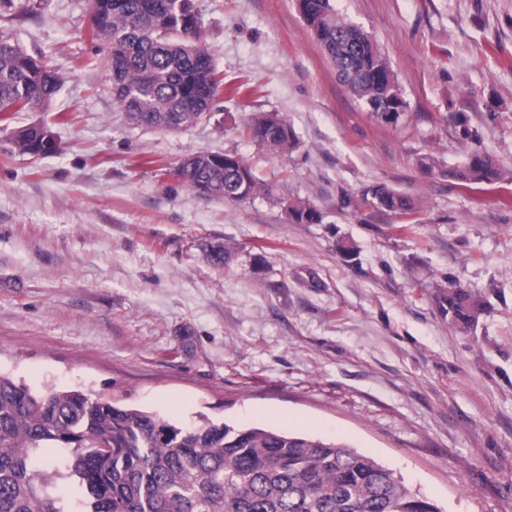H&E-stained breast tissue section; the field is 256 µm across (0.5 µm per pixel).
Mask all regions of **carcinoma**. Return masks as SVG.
Segmentation results:
<instances>
[{"label":"carcinoma","instance_id":"1","mask_svg":"<svg viewBox=\"0 0 512 512\" xmlns=\"http://www.w3.org/2000/svg\"><path fill=\"white\" fill-rule=\"evenodd\" d=\"M308 29L330 61L346 74L348 92L377 119L392 122L405 110L388 59L362 28L339 17L332 0H297ZM92 38L106 45L112 98L139 125L170 130L196 124L212 109L221 85L200 27L191 22L194 0H89ZM60 73L41 57L19 52L0 35V112L47 109ZM32 133L14 140L18 151L43 156L60 150ZM246 134L260 146L284 152L296 144L288 123L256 116ZM177 178L203 197L242 202L265 186L241 157L197 152L174 168ZM448 177L492 184L503 169L472 149ZM366 220L374 212L423 223V207L385 184L353 202ZM289 219L315 223L319 213L300 199L288 202ZM440 316L460 331L485 310L483 298L450 282L435 285ZM48 448L57 466H38ZM74 488L82 512H441L408 490L373 457L336 441L274 428L241 427L207 416L182 426L152 411L129 407L111 395L43 388L0 373V512H72L64 487Z\"/></svg>","mask_w":512,"mask_h":512}]
</instances>
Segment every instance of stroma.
Here are the masks:
<instances>
[{
    "mask_svg": "<svg viewBox=\"0 0 512 512\" xmlns=\"http://www.w3.org/2000/svg\"><path fill=\"white\" fill-rule=\"evenodd\" d=\"M195 5L221 78L250 91L161 132L114 106L88 0H0V35L62 77L46 112L0 120V372L342 440L441 512H512V0H333L397 75L394 123L339 82L295 0ZM260 114L296 146L243 135ZM42 120L59 151L20 154L13 130ZM475 148L503 181L443 176ZM198 151L239 155L270 197L199 196L172 175ZM378 183L422 224L343 206ZM297 198L319 223L290 222ZM449 278L487 304L471 331L436 309ZM246 134L260 146L273 152H284L296 144V136L288 123L276 115L256 116L246 126Z\"/></svg>",
    "mask_w": 512,
    "mask_h": 512,
    "instance_id": "stroma-1",
    "label": "stroma"
}]
</instances>
